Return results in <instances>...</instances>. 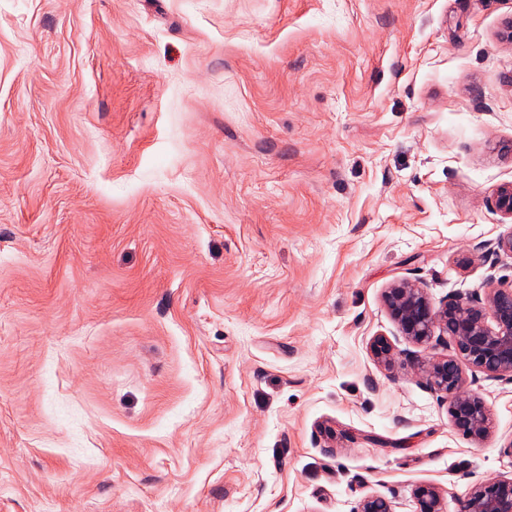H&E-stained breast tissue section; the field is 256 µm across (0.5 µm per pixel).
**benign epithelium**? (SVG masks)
Returning a JSON list of instances; mask_svg holds the SVG:
<instances>
[{"label":"benign epithelium","instance_id":"7a95c632","mask_svg":"<svg viewBox=\"0 0 512 512\" xmlns=\"http://www.w3.org/2000/svg\"><path fill=\"white\" fill-rule=\"evenodd\" d=\"M497 209L512 218V186L500 189ZM385 303L398 330L417 344L448 350L420 366L426 385L448 400L453 427L462 435L482 440L489 432V411L482 398L466 384L462 365L488 376L512 378V284L490 280L484 299L455 294L436 304L424 289L404 282L389 288ZM373 357L391 363L393 346L385 336L373 338ZM417 512H442L441 495L431 484L415 488ZM357 512H391L383 496L364 498ZM459 512H512V477L476 486L460 501Z\"/></svg>","mask_w":512,"mask_h":512}]
</instances>
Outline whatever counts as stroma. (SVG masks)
<instances>
[{
    "label": "stroma",
    "instance_id": "stroma-1",
    "mask_svg": "<svg viewBox=\"0 0 512 512\" xmlns=\"http://www.w3.org/2000/svg\"><path fill=\"white\" fill-rule=\"evenodd\" d=\"M510 184L512 0H0V512H457L512 379L463 436L384 294ZM417 512H442L441 495L438 489L431 484H422L415 488Z\"/></svg>",
    "mask_w": 512,
    "mask_h": 512
}]
</instances>
